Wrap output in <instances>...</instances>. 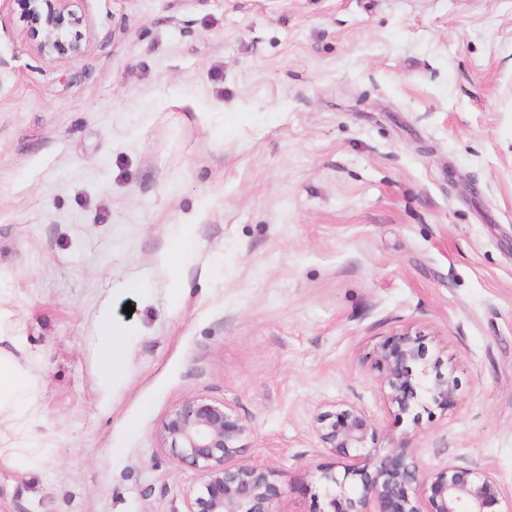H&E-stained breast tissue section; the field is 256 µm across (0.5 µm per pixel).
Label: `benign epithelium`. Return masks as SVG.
<instances>
[{
  "instance_id": "benign-epithelium-1",
  "label": "benign epithelium",
  "mask_w": 512,
  "mask_h": 512,
  "mask_svg": "<svg viewBox=\"0 0 512 512\" xmlns=\"http://www.w3.org/2000/svg\"><path fill=\"white\" fill-rule=\"evenodd\" d=\"M18 2L38 54L69 60L83 55L77 33L83 19L72 9L74 0ZM418 336L402 330L375 352L387 400L400 415L429 404L446 410L459 388L454 369L442 371L441 357L428 364ZM376 430L361 408L344 401L318 416L315 431L324 447L348 460L341 473L334 466L318 471L323 501L318 512H485L498 501L500 486L491 470L451 461L428 468L404 438L383 448L370 446ZM250 432L249 423L223 402L186 397L169 411L160 435L173 460L204 476L188 512H275L276 471L230 464Z\"/></svg>"
}]
</instances>
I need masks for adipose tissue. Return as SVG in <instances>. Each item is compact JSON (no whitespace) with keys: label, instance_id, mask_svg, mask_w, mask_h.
Wrapping results in <instances>:
<instances>
[{"label":"adipose tissue","instance_id":"1","mask_svg":"<svg viewBox=\"0 0 512 512\" xmlns=\"http://www.w3.org/2000/svg\"><path fill=\"white\" fill-rule=\"evenodd\" d=\"M25 349L20 336L0 338V457L16 456L20 444L36 434L38 416L33 381L27 361L19 354ZM100 357V388L111 395L130 361L131 351L120 328L114 327L109 313L101 315V331L97 339Z\"/></svg>","mask_w":512,"mask_h":512}]
</instances>
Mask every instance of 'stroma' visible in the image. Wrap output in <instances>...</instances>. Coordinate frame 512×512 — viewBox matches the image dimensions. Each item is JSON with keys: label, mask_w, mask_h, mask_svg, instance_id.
<instances>
[{"label": "stroma", "mask_w": 512, "mask_h": 512, "mask_svg": "<svg viewBox=\"0 0 512 512\" xmlns=\"http://www.w3.org/2000/svg\"><path fill=\"white\" fill-rule=\"evenodd\" d=\"M73 8L69 61L0 5V329L42 455L0 461V512H187L204 477L159 431L188 396L248 420L234 462L277 471L275 512H317L336 401L378 447L491 469L507 512L512 0ZM106 309L132 345L109 397ZM407 327L455 367L452 408L387 402L373 351Z\"/></svg>", "instance_id": "1"}]
</instances>
